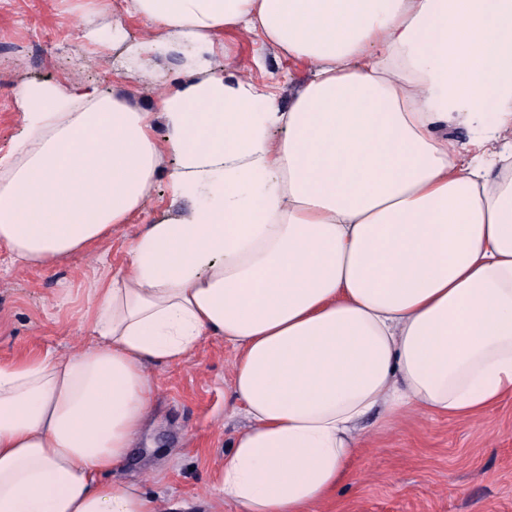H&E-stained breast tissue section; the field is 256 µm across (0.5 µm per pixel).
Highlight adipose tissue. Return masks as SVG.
I'll return each instance as SVG.
<instances>
[{
    "instance_id": "obj_1",
    "label": "adipose tissue",
    "mask_w": 512,
    "mask_h": 512,
    "mask_svg": "<svg viewBox=\"0 0 512 512\" xmlns=\"http://www.w3.org/2000/svg\"><path fill=\"white\" fill-rule=\"evenodd\" d=\"M144 27L82 38L147 73L144 108L31 80L0 156V246L48 267L95 253L144 207L163 155L187 213L144 225L87 282L84 346L0 363V512H159L113 481L152 404V365L220 337L246 427L211 496L315 512L374 410L475 418L512 398V0H124ZM227 31L310 73L288 107L212 59ZM471 131L467 141L451 130Z\"/></svg>"
}]
</instances>
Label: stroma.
I'll return each instance as SVG.
<instances>
[{"instance_id": "obj_1", "label": "stroma", "mask_w": 512, "mask_h": 512, "mask_svg": "<svg viewBox=\"0 0 512 512\" xmlns=\"http://www.w3.org/2000/svg\"><path fill=\"white\" fill-rule=\"evenodd\" d=\"M83 18L74 0H0V155L13 150L22 127L13 98L27 80L96 82L120 90L143 106L174 87L181 62L158 58L154 77H130L116 86L119 50L92 51L79 35ZM218 59L230 72L258 86L276 84L281 104L301 87L306 66L246 34L221 36ZM191 200L173 197L159 177L135 223L124 225L104 246L108 270H119L125 246L141 225L177 215ZM96 266L74 254L49 269L11 264L0 246V362L21 356L60 355L80 347L83 285ZM71 300L57 307L63 289ZM235 353L223 340L206 339L186 363L156 366L153 407L145 430L117 480L139 481L160 512H208L215 471L246 421L231 411ZM375 416L363 422L365 442L352 475L318 512H512V399L475 419L448 420L411 414L386 429Z\"/></svg>"}]
</instances>
